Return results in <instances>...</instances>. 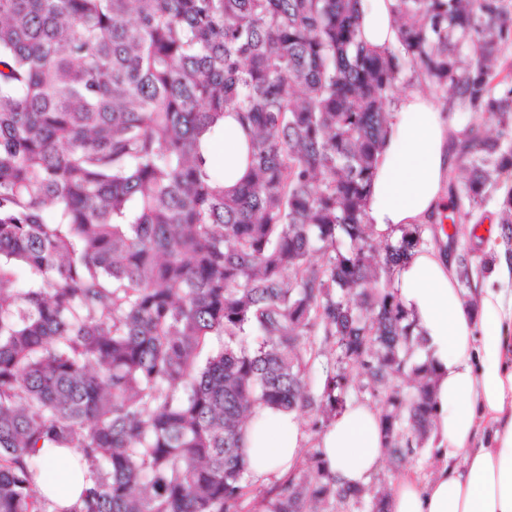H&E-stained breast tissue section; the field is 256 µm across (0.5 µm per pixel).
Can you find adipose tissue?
I'll return each mask as SVG.
<instances>
[{
    "mask_svg": "<svg viewBox=\"0 0 512 512\" xmlns=\"http://www.w3.org/2000/svg\"><path fill=\"white\" fill-rule=\"evenodd\" d=\"M393 0H361V30L372 47L398 41ZM453 131L437 102L423 92L403 96L383 135L368 189L366 222L381 239L430 226L448 204L455 164ZM246 137L224 120V184L244 176ZM399 300L427 341L436 371L437 472L427 480L403 473L390 492L389 512H512V259L498 255L465 303L453 260L438 247L412 251L395 271ZM305 434L294 414L262 409L247 437L254 479L284 472ZM327 469L338 483H368L384 454L378 411L349 402L320 436ZM56 475L44 493L65 512L84 488L79 455L50 452Z\"/></svg>",
    "mask_w": 512,
    "mask_h": 512,
    "instance_id": "ef3b65f1",
    "label": "adipose tissue"
}]
</instances>
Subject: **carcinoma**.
I'll return each instance as SVG.
<instances>
[{"label":"carcinoma","mask_w":512,"mask_h":512,"mask_svg":"<svg viewBox=\"0 0 512 512\" xmlns=\"http://www.w3.org/2000/svg\"><path fill=\"white\" fill-rule=\"evenodd\" d=\"M359 4L0 0V512H49L44 448L85 461L66 512H238L260 408L305 410L318 432L366 395L396 466L429 439L435 371L394 272L431 239L417 225L380 240L364 202L409 64L470 112L442 219L460 287L487 273L495 255L457 236L512 177V77L496 65L512 9L394 0L399 42L381 52ZM229 114L248 168L226 188L210 145ZM499 224L512 255V189ZM366 497L316 447L264 501Z\"/></svg>","instance_id":"1"}]
</instances>
